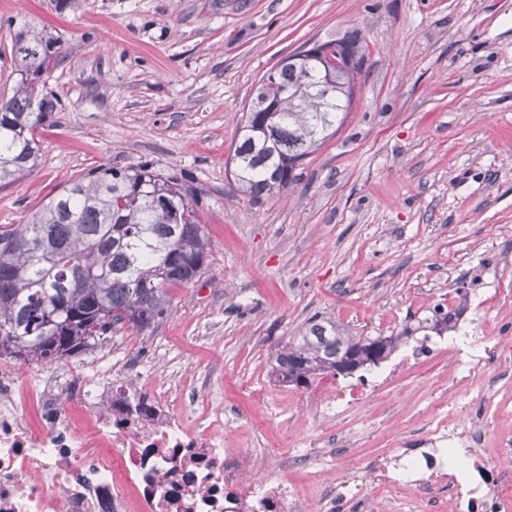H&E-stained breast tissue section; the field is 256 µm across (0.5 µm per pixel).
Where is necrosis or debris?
Instances as JSON below:
<instances>
[{
    "instance_id": "4bbe7bcc",
    "label": "necrosis or debris",
    "mask_w": 512,
    "mask_h": 512,
    "mask_svg": "<svg viewBox=\"0 0 512 512\" xmlns=\"http://www.w3.org/2000/svg\"><path fill=\"white\" fill-rule=\"evenodd\" d=\"M505 344L467 332L419 336L354 381L320 375L311 406L322 417L344 413L441 356L471 375ZM31 388L40 399L38 428L27 415ZM480 445L470 429L439 420L366 472L346 471L323 512H341L369 482L421 495L444 482L448 512H512V451L488 457ZM259 465L225 438L223 412L206 398L182 413L166 386L117 382L97 363L34 383L0 361V512H310L287 481L243 483L242 473Z\"/></svg>"
}]
</instances>
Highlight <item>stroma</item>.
Listing matches in <instances>:
<instances>
[{"mask_svg":"<svg viewBox=\"0 0 512 512\" xmlns=\"http://www.w3.org/2000/svg\"><path fill=\"white\" fill-rule=\"evenodd\" d=\"M51 28L66 61L39 129L41 160L0 189V224L101 165L175 168L204 193L211 243L193 284L170 287L153 332H113L118 375L172 380L177 409L200 393L225 434L319 502L343 464L365 467L452 411L480 419L484 448L512 436V352L471 377L422 365L333 418L302 411L303 387H269L278 351L310 320L395 336L428 305L478 303L482 336L512 338V0H0V98L18 79L10 42ZM359 32L358 96L290 188L255 203L227 161L264 75L313 42ZM387 512H439L371 486Z\"/></svg>","mask_w":512,"mask_h":512,"instance_id":"35a3bbf8","label":"stroma"}]
</instances>
